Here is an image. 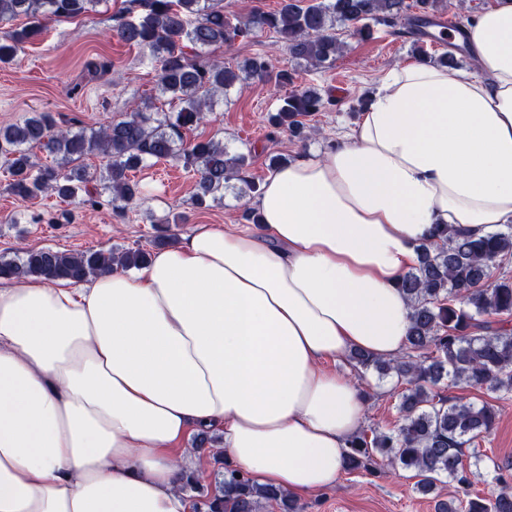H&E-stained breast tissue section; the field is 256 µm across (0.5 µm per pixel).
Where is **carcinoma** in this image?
I'll list each match as a JSON object with an SVG mask.
<instances>
[{
	"instance_id": "carcinoma-1",
	"label": "carcinoma",
	"mask_w": 512,
	"mask_h": 512,
	"mask_svg": "<svg viewBox=\"0 0 512 512\" xmlns=\"http://www.w3.org/2000/svg\"><path fill=\"white\" fill-rule=\"evenodd\" d=\"M100 0H0V23L20 16V29L0 30V63L13 60L23 44L36 39L49 19L77 18ZM440 0H280L274 11H254L232 23L224 0H127L115 26L122 42L138 48L158 71L157 89L171 109L154 103L99 128L61 127L49 112H35L22 122L0 126V155L11 177L12 193L23 200L51 193L70 200L79 196L95 207L107 197L125 210L141 200L139 182L130 172L148 160L173 161L195 178L192 205L224 201L231 182L243 184L238 198L259 191L248 174L249 157L230 152L224 138L213 135L189 144L183 130L197 125L207 112L224 104L229 92L248 81L294 84V73L274 71L271 55L257 52L240 64H229L216 50L269 31L284 44L290 58L305 69L336 59L343 43L336 27L372 21L426 34ZM327 105L314 87L288 92L269 116V136L286 133L305 140L314 133L309 118ZM51 158L36 162V152ZM100 155L102 167L88 170L84 159ZM435 241L417 248V264L398 288L411 304L410 328L403 354L392 360L353 351L360 370L393 374L402 386L400 423L394 430L362 429L347 442L349 472H376L386 460L415 473L416 489L429 494L446 478L459 495L441 502L438 512H512V483L497 477L499 490L490 497L472 496L471 471L463 448L494 428L499 406L489 402L450 401L437 386L444 378L472 388H486L505 399L512 394V276L494 274L500 260L512 255V224L484 237L463 228L436 226ZM141 248L65 253L29 250L17 259H0V278L81 282L113 268H138L148 260ZM274 504L280 512H299L287 492L253 482L244 472L225 467L215 475V491L194 503L195 512H260Z\"/></svg>"
}]
</instances>
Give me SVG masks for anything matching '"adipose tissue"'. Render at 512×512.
Here are the masks:
<instances>
[{
	"label": "adipose tissue",
	"instance_id": "obj_1",
	"mask_svg": "<svg viewBox=\"0 0 512 512\" xmlns=\"http://www.w3.org/2000/svg\"><path fill=\"white\" fill-rule=\"evenodd\" d=\"M466 35L477 74L393 68L349 136L266 177L257 226L76 288L0 280V512H191L195 425L256 483L336 488L364 400L324 361L401 354L435 226L512 224V0Z\"/></svg>",
	"mask_w": 512,
	"mask_h": 512
}]
</instances>
